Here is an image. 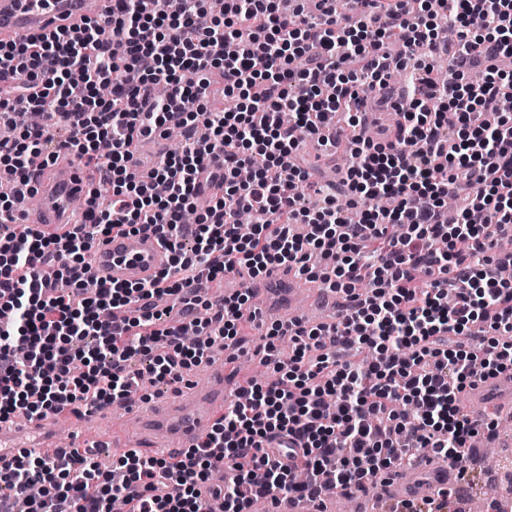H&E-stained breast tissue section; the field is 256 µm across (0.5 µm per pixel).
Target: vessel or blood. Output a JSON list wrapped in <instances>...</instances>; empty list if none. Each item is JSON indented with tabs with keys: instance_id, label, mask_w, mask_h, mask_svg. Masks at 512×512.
I'll return each mask as SVG.
<instances>
[{
	"instance_id": "obj_1",
	"label": "vessel or blood",
	"mask_w": 512,
	"mask_h": 512,
	"mask_svg": "<svg viewBox=\"0 0 512 512\" xmlns=\"http://www.w3.org/2000/svg\"><path fill=\"white\" fill-rule=\"evenodd\" d=\"M106 15L105 0H0V38L20 40L60 27H76L87 19ZM132 162L139 173H146L144 158L148 152L164 150L160 133L137 131L130 147ZM26 196L37 197L39 207L31 211L32 223L38 224L45 236L56 237L72 231L69 221V200L88 198L92 189L85 170L62 159L48 165L36 163ZM168 263V254L158 238L149 231L115 232L96 243L88 254L92 273L109 283L130 284L149 280ZM287 282L289 301L303 297L296 277H285L276 271L265 279L253 282V296L268 298L274 284ZM241 382L234 364H217L201 381H191L193 405H183L180 397L142 402H124L127 417L136 425L140 440L128 443L121 429H113L112 442L118 448H135L145 456H172L175 449L192 448L212 429L224 414V391ZM472 399L471 413L476 419L512 408V371L475 382L466 391ZM37 436L42 448L55 446L53 429L45 420L26 422L24 427L0 425V456L13 460L29 446V436ZM428 479H419L417 472L390 474L378 485L380 498L395 500L413 498L447 486L456 473L447 462L434 460L427 467Z\"/></svg>"
}]
</instances>
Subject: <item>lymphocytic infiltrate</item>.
<instances>
[{
    "label": "lymphocytic infiltrate",
    "mask_w": 512,
    "mask_h": 512,
    "mask_svg": "<svg viewBox=\"0 0 512 512\" xmlns=\"http://www.w3.org/2000/svg\"><path fill=\"white\" fill-rule=\"evenodd\" d=\"M145 2L112 0L106 20L75 34L0 41V122L43 115L0 139V179L26 185L29 155L50 160L63 148L95 164L109 189L62 240L9 224L16 201L0 198V424L124 401L144 381L180 389L211 341L236 346L256 319L249 289L204 303L203 279L284 266L338 294L340 315L272 325L270 382L245 380L220 424L179 457L125 450L108 472L76 448L0 461V512L21 499L28 512H112L116 497L126 512H205L208 497L251 512L260 496L365 491L426 455L469 470L474 439L495 425L472 421L460 395L512 368V281L501 274L512 251L499 248L512 239V119L489 113L512 97V0H437L434 11L430 0H351L355 18L339 0L314 15L225 0L204 28L203 0ZM433 14L456 25L454 44L428 23ZM447 52L455 66L443 81L429 59ZM402 71L411 78L392 140L367 137L369 97L387 98ZM216 76L233 107L209 105ZM104 85L112 100L91 101ZM176 100L197 103L184 115L186 146L141 178L130 135L167 126ZM330 123L352 162L320 183L301 147L328 151L319 135ZM204 177L222 193L184 223ZM245 212L255 217L246 235ZM117 228L156 233L169 270L83 292L87 251ZM191 332L209 343L184 345ZM137 354L149 363L134 377ZM283 438L299 445V467L271 455Z\"/></svg>",
    "instance_id": "f902f5d3"
}]
</instances>
